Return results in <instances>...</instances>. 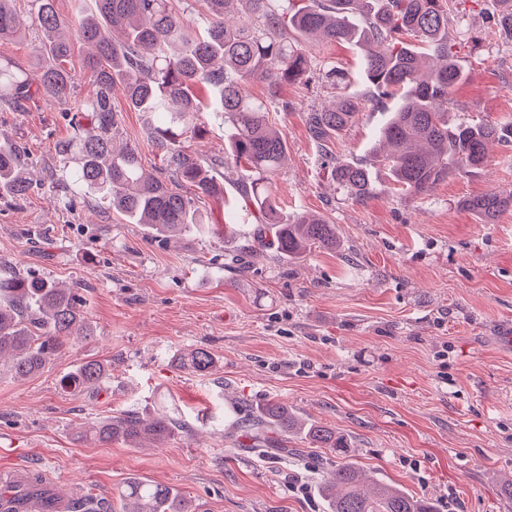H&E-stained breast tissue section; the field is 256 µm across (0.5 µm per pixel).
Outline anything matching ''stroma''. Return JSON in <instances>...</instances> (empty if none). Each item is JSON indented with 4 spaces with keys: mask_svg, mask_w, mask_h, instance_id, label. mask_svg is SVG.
<instances>
[{
    "mask_svg": "<svg viewBox=\"0 0 512 512\" xmlns=\"http://www.w3.org/2000/svg\"><path fill=\"white\" fill-rule=\"evenodd\" d=\"M491 10L490 0H467L455 27L466 74L448 105L456 122L512 121V43L494 29ZM309 53L314 65L333 61L354 73L348 90L364 95L353 49L323 42ZM68 67L67 99L0 107V141L23 148L36 179L24 200H0V268L80 283L92 334L34 377L0 375V470L37 459L60 492L79 486L111 501L140 476L178 490L195 512H324L317 483L334 460L329 449L292 437L288 460L246 451L239 420L252 406L282 402L343 435L367 477L432 501L437 512L512 504V351L497 344L512 327V210L484 224L460 205L512 192V143L424 195L394 191L379 170L358 200L333 182L321 153L367 160L381 111L365 106L322 147L307 114L329 103L330 89L255 80L252 96L289 106L278 116L288 156L272 179L280 205L327 217L337 249L291 262L255 246L260 218L239 191L241 169L223 162L224 119L212 110L208 135L188 146L219 161L224 196L196 206L241 231L155 241L80 188L54 186L56 146L75 123L89 124L79 104L95 81L81 54ZM112 106L117 142L136 145L145 168L160 173L147 114L129 110L118 91ZM239 251L246 268L225 267V255ZM194 348L212 353L214 370L180 367L179 354ZM89 360L107 369L99 389L62 388L61 377ZM128 410L166 411L179 430L155 448L89 440L94 424Z\"/></svg>",
    "mask_w": 512,
    "mask_h": 512,
    "instance_id": "stroma-1",
    "label": "stroma"
}]
</instances>
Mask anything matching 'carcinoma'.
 <instances>
[{"instance_id": "cac0c4a2", "label": "carcinoma", "mask_w": 512, "mask_h": 512, "mask_svg": "<svg viewBox=\"0 0 512 512\" xmlns=\"http://www.w3.org/2000/svg\"><path fill=\"white\" fill-rule=\"evenodd\" d=\"M55 2L32 0L31 24L44 35L43 61L24 67L0 58V105L17 107L37 92L51 100L66 98L72 76L64 63L76 45L87 48L83 62L97 80L81 110L92 113L93 125H76L57 144L56 153L64 160L66 178L107 200L130 222L144 225L155 240L206 223L177 182L190 184L198 196H224V183L209 173L206 158L184 146L186 139H201L206 132L197 89L209 85L218 89L228 122L226 151L248 169L250 199L276 251L293 259L313 247L338 246L336 225L325 218L282 212L271 176L281 168L288 145L272 106L246 89L253 80L275 87L324 83L335 89L334 100L309 113L310 132L320 144L347 131L362 103L346 92V75L335 64L313 67L306 51L311 41L344 42L359 49L370 101L382 106L396 100L376 134L371 162L324 154L331 178L355 198L372 193L374 172L381 168L390 174L394 190L426 194L453 173L483 166L493 145L512 141V124L448 123L449 97L463 79L449 30L462 18L467 0H195L205 23L201 36L173 0H96L97 11L73 27L65 24ZM233 2L245 4V19L228 17ZM492 2L495 25L512 36V0ZM21 28L15 0H0V41L19 38ZM117 86L130 110L153 117L152 142L169 177L147 172L137 146L114 145L112 89ZM31 184L24 153L0 148V198L23 200ZM462 206L490 224L512 207V193L490 191ZM90 332L77 289L0 275V365L16 378L38 374L68 340ZM179 364L204 374L215 361L209 351L196 348L181 355ZM105 374V366L91 360L64 375L61 385L86 389ZM245 426L251 430V450L260 457L281 451L269 440L270 428L336 451V465L318 487L326 512H437L425 499L368 480L343 439L285 405L261 406ZM174 430L175 420L164 411L148 416L127 411L97 423L94 435L100 442L146 448ZM118 497L122 512H192L187 497L146 478H130Z\"/></svg>"}]
</instances>
